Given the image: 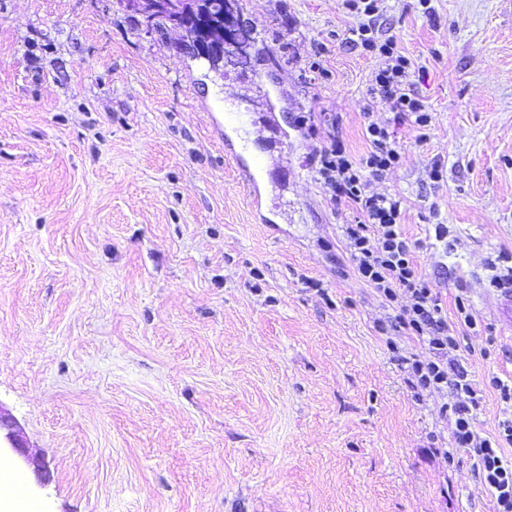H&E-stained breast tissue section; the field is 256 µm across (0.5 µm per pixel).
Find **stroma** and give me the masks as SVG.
Wrapping results in <instances>:
<instances>
[{
    "label": "stroma",
    "instance_id": "1",
    "mask_svg": "<svg viewBox=\"0 0 512 512\" xmlns=\"http://www.w3.org/2000/svg\"><path fill=\"white\" fill-rule=\"evenodd\" d=\"M498 0H385L379 38L425 72L433 120L397 127L417 243L484 400L512 417V24ZM257 31L210 69L177 29L146 34L116 0H0V406L38 512H495L446 394L401 358L428 351L355 274L300 112H335L365 153L378 57L341 45L342 0H239ZM320 63L325 76L314 73ZM246 114V139L224 116ZM274 111L280 125L267 127ZM278 142L288 181L254 209L238 159ZM439 166L442 178L428 172ZM277 214L261 223L258 212ZM445 236H437V226ZM467 299L474 325L460 320Z\"/></svg>",
    "mask_w": 512,
    "mask_h": 512
}]
</instances>
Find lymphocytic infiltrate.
<instances>
[{
  "label": "lymphocytic infiltrate",
  "instance_id": "f902f5d3",
  "mask_svg": "<svg viewBox=\"0 0 512 512\" xmlns=\"http://www.w3.org/2000/svg\"><path fill=\"white\" fill-rule=\"evenodd\" d=\"M380 2L344 0L357 23L348 29L343 42L380 57L381 66L368 91L367 105L372 108L378 101H387L393 119L388 124L371 119L365 122L363 135L368 148L359 156L353 155L339 138L329 136L312 157V169L330 204L346 203L358 213L357 222L344 230L355 273L395 310L396 327L416 336L430 353L429 358L410 362L412 384L450 393L456 415V446L470 453L483 477L484 489L496 498L498 512H512V457L503 453L504 446H512V419L503 420L494 436L476 429V412L483 394L468 380L455 357L456 338L432 286L419 274L413 247L402 228V202L373 189L374 181L401 162L395 126H412L417 140L424 142L430 137L432 122L414 88L413 60L399 50L394 38L382 40L377 36L375 19Z\"/></svg>",
  "mask_w": 512,
  "mask_h": 512
}]
</instances>
